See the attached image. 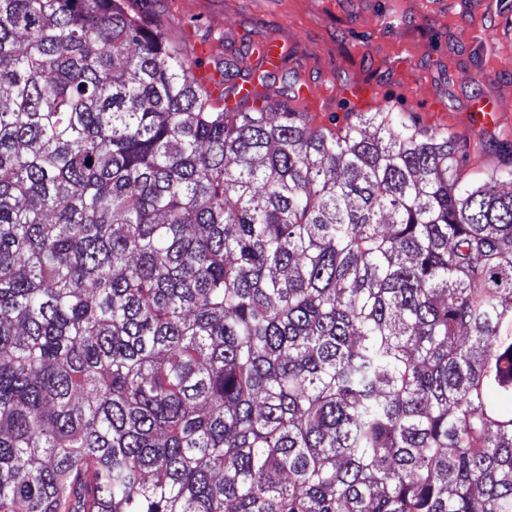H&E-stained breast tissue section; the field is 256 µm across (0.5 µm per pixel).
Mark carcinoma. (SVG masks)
Listing matches in <instances>:
<instances>
[{
    "instance_id": "obj_1",
    "label": "carcinoma",
    "mask_w": 512,
    "mask_h": 512,
    "mask_svg": "<svg viewBox=\"0 0 512 512\" xmlns=\"http://www.w3.org/2000/svg\"><path fill=\"white\" fill-rule=\"evenodd\" d=\"M198 66L0 0V512H512V161ZM195 81L207 90L213 99L220 98L223 93L224 84L222 83L221 72L209 67L202 66L194 71Z\"/></svg>"
}]
</instances>
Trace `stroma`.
Segmentation results:
<instances>
[{
  "mask_svg": "<svg viewBox=\"0 0 512 512\" xmlns=\"http://www.w3.org/2000/svg\"><path fill=\"white\" fill-rule=\"evenodd\" d=\"M187 58L212 37V65L228 67L249 45L281 40L288 61L276 85L328 88L323 115L356 111L345 93L374 90L373 109L412 116L463 146L464 172L486 182L512 142V0H134ZM501 112L471 124L474 98Z\"/></svg>",
  "mask_w": 512,
  "mask_h": 512,
  "instance_id": "stroma-1",
  "label": "stroma"
}]
</instances>
